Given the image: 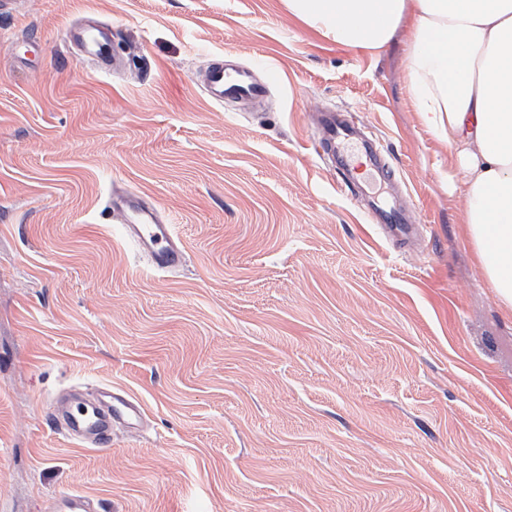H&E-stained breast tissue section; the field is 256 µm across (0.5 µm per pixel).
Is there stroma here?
<instances>
[{"mask_svg": "<svg viewBox=\"0 0 512 512\" xmlns=\"http://www.w3.org/2000/svg\"><path fill=\"white\" fill-rule=\"evenodd\" d=\"M105 27L103 73L63 33ZM406 28L371 55L285 0H0V512L60 493L100 512H512V316L464 224L451 149L407 83ZM282 73L210 101L217 58ZM349 112L421 218L410 253L313 150ZM170 214L153 272L113 186ZM140 400L110 448L53 428L54 395Z\"/></svg>", "mask_w": 512, "mask_h": 512, "instance_id": "35a3bbf8", "label": "stroma"}]
</instances>
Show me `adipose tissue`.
Wrapping results in <instances>:
<instances>
[{
    "mask_svg": "<svg viewBox=\"0 0 512 512\" xmlns=\"http://www.w3.org/2000/svg\"><path fill=\"white\" fill-rule=\"evenodd\" d=\"M288 10L357 50H382L407 26L417 110L453 148L468 239L512 312V0H288Z\"/></svg>",
    "mask_w": 512,
    "mask_h": 512,
    "instance_id": "1",
    "label": "adipose tissue"
}]
</instances>
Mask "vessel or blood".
<instances>
[{"label": "vessel or blood", "instance_id": "1", "mask_svg": "<svg viewBox=\"0 0 512 512\" xmlns=\"http://www.w3.org/2000/svg\"><path fill=\"white\" fill-rule=\"evenodd\" d=\"M68 43L80 46L84 56L93 58L99 70L117 72L121 61L99 51V36L88 28L69 27ZM278 80L276 70L265 69L256 77L249 68L231 69L223 60H215L205 74V87L210 100L251 102L265 101ZM320 137L317 154L330 155L341 187L351 195L364 193L367 180L392 182L395 171L387 161L380 141L368 138L354 119L344 112H325L319 118ZM107 208L113 223L134 243L153 269L171 273L186 261V252L161 208L145 195L127 190L110 194ZM369 223L397 242H413L419 231L418 222L408 204L372 203L367 213ZM145 410L134 397L104 389L103 397L93 404H66L54 398L48 411L50 422L79 446L108 448L116 428L137 433L144 421ZM51 512H97L95 499L80 492H64L56 496Z\"/></svg>", "mask_w": 512, "mask_h": 512}]
</instances>
